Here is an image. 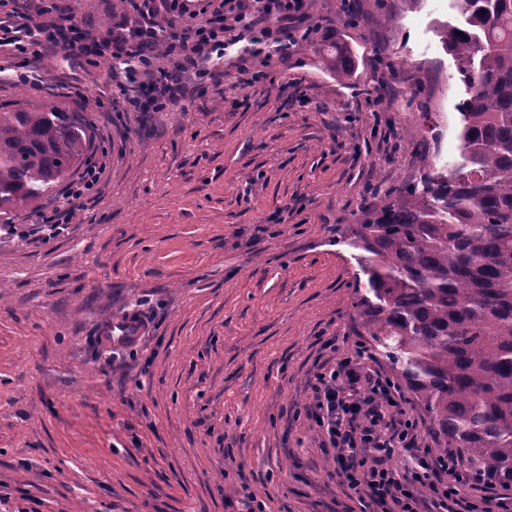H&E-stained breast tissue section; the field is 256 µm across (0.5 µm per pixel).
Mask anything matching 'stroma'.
Segmentation results:
<instances>
[{
    "label": "stroma",
    "instance_id": "1",
    "mask_svg": "<svg viewBox=\"0 0 512 512\" xmlns=\"http://www.w3.org/2000/svg\"><path fill=\"white\" fill-rule=\"evenodd\" d=\"M91 35L113 0H57ZM317 0L309 22L359 62L339 81L306 45L272 79L231 82L172 112L121 119L107 64L69 66L0 48V107L47 105L108 149L98 191L49 241L0 230V512H359L315 423L323 346L356 337L363 274L336 231L370 186L414 179L421 151L459 153L464 86L441 37L451 0ZM407 111L377 112L368 95ZM431 123L414 150L405 129ZM143 312L133 344L99 342L108 318Z\"/></svg>",
    "mask_w": 512,
    "mask_h": 512
}]
</instances>
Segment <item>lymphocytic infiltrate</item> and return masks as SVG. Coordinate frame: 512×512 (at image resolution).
I'll use <instances>...</instances> for the list:
<instances>
[{
	"instance_id": "lymphocytic-infiltrate-1",
	"label": "lymphocytic infiltrate",
	"mask_w": 512,
	"mask_h": 512,
	"mask_svg": "<svg viewBox=\"0 0 512 512\" xmlns=\"http://www.w3.org/2000/svg\"><path fill=\"white\" fill-rule=\"evenodd\" d=\"M152 3L126 0L119 21L91 41L78 24L55 21V0H32L24 12L0 10V47L22 54L34 46L56 47L88 64L106 60L126 111L146 117L205 92L228 59L252 55L260 66L251 82L267 78L272 58L287 56L308 35L305 0H216L211 18L179 29L159 22ZM106 162L89 158L60 199L38 214L33 235L47 240L71 223V200L96 191ZM312 391L306 416L361 512H512L511 488L477 475L455 451L423 446L409 397L363 343L333 366L319 367ZM401 448L410 461L400 470L391 459Z\"/></svg>"
}]
</instances>
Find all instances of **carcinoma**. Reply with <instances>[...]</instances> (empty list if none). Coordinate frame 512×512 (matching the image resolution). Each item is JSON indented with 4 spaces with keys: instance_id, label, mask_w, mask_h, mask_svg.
Here are the masks:
<instances>
[{
    "instance_id": "1",
    "label": "carcinoma",
    "mask_w": 512,
    "mask_h": 512,
    "mask_svg": "<svg viewBox=\"0 0 512 512\" xmlns=\"http://www.w3.org/2000/svg\"><path fill=\"white\" fill-rule=\"evenodd\" d=\"M443 28L466 98L458 158L384 192L345 243L367 336L430 415L446 445L480 473L512 483V0H458ZM336 79L350 47L314 44ZM86 132L42 106L0 110V219L18 215L88 150Z\"/></svg>"
}]
</instances>
